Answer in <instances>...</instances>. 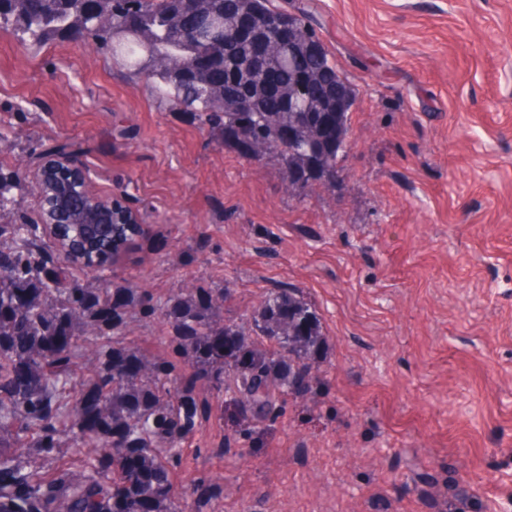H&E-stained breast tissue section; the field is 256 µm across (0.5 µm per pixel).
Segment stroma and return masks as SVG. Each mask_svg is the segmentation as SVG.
<instances>
[{"instance_id":"stroma-1","label":"stroma","mask_w":512,"mask_h":512,"mask_svg":"<svg viewBox=\"0 0 512 512\" xmlns=\"http://www.w3.org/2000/svg\"><path fill=\"white\" fill-rule=\"evenodd\" d=\"M356 92L333 186L289 190L172 109L94 44L0 30V164L24 188L6 222L38 223L31 156L69 146L143 230L110 264L138 289L117 335L187 371L163 313L186 282L249 322L293 290L322 347L306 389L260 421L202 387L175 483L213 512H512V0H313Z\"/></svg>"}]
</instances>
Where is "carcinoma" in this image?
Masks as SVG:
<instances>
[{"label": "carcinoma", "instance_id": "1", "mask_svg": "<svg viewBox=\"0 0 512 512\" xmlns=\"http://www.w3.org/2000/svg\"><path fill=\"white\" fill-rule=\"evenodd\" d=\"M92 2L115 14L133 6L141 10L145 26L139 41H125L119 31L98 25L71 0H44L36 15L28 12L27 0H8L0 29L12 28L37 46L72 28L88 29L100 50L121 58L128 74L156 80L166 101L195 113L202 128L236 146L264 143L291 186L336 182L349 140L310 156L306 135L288 137L301 113L265 111L266 84L272 81L299 108L317 110L321 104L309 84L288 86V50L259 61L248 42L232 37V22L240 16L260 33L274 35L286 9L272 0H237L230 13L225 0H197L211 25L185 37L169 27L174 0ZM142 42L172 67L150 68ZM201 49L215 58L213 76L182 79L181 71ZM309 70L313 81L329 75L341 91L354 94L328 52L312 56ZM229 74L256 100L253 111L240 112L236 101L220 100ZM19 188L16 172L0 165V215L14 209ZM73 231L90 262L115 239L127 240L113 223L78 224ZM138 295L125 288L112 300L109 289L81 284L71 265L39 246L31 225L0 224V512H139L143 503L151 512H188L172 468L186 435L210 415L198 388L224 385L228 372L254 416L272 417L281 396L309 373L308 356L322 344L310 307L289 290L263 296L249 327L255 340L248 343L242 326L224 322V289L192 288L169 309L164 303L149 307L170 315L175 334L168 342L191 367L173 384L171 366L150 363L114 341L123 323L120 307L137 302ZM89 345L95 366L79 377L71 360L85 355ZM68 451L80 457L79 465H38Z\"/></svg>", "mask_w": 512, "mask_h": 512}]
</instances>
